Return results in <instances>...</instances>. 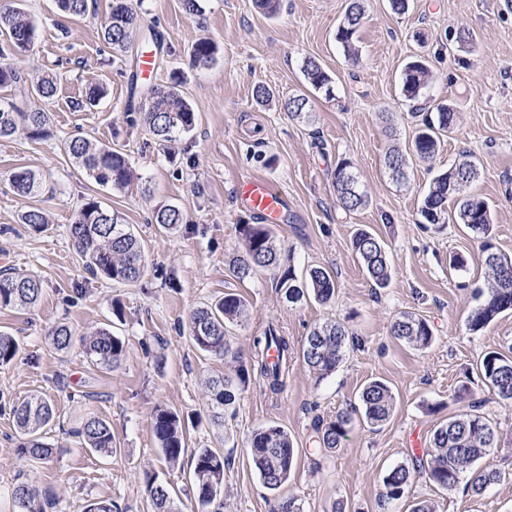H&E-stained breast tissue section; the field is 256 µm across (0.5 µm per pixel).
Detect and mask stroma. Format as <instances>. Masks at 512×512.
Wrapping results in <instances>:
<instances>
[{
	"mask_svg": "<svg viewBox=\"0 0 512 512\" xmlns=\"http://www.w3.org/2000/svg\"><path fill=\"white\" fill-rule=\"evenodd\" d=\"M144 27L161 43L150 46L151 74L140 71L136 49L115 53L101 35L112 0H93L88 15L67 17L56 0H22L36 25L32 50L4 61L32 76L52 74L57 93L49 101L18 98L25 109L49 111L54 135L34 142L0 138V258L39 277L42 296L28 309L0 308V332L14 336L16 359L0 366V512H18L12 489L24 481L46 492L53 512H83L92 500H108L118 512H147L144 478L167 484L177 512H197L191 490V459L202 448L224 451L223 512H272L283 498L296 497L303 512H410L430 500L436 512H512V404L490 399L484 409L497 432V445L479 467L500 471L482 494L465 486L444 491L424 474H414L405 497L384 496L383 478L410 465V435L429 443L449 417L465 411L457 394L476 379V364L489 351L512 347V312L498 315L482 331L467 328L474 290L488 272L481 241L456 221L443 230L422 224L420 206L432 178L464 152L480 162L474 194L493 212L492 241L512 255V0H408L404 11L390 0H366L357 56L336 40L347 0H282L279 15H264L255 0H199L187 13L183 0H130ZM466 42H459V30ZM202 37L219 48L215 61L193 66L192 45ZM316 59L333 80L332 96L311 89L303 75ZM428 61L432 79L420 100L405 97L406 63ZM177 84L193 106L196 124L175 143L151 138L130 126V102L150 88ZM103 86L92 108L76 107L86 89ZM274 98L257 103L256 86ZM307 94L309 119L284 112L281 103ZM452 104L458 119L438 154L411 161L410 179L396 185L383 157L390 146L406 148L420 101ZM82 136L122 150L142 176L139 188L118 192L97 185L65 153L66 139ZM351 160L366 208L343 211L332 176L341 159ZM26 168L50 180V191L19 197L13 172ZM270 180L291 203L287 223L275 231L290 250L295 271L321 266L333 272L336 294L328 303L288 304L270 274L238 281L229 261L240 253L239 224L258 218L235 202L241 177ZM93 197L120 211L145 251L146 276L121 284L84 272L68 233L81 200ZM172 204L185 221L179 231L160 232L155 209ZM42 210L46 230L35 232L19 216ZM376 233L387 245L391 279L377 287L351 246L356 229ZM468 259L465 270L449 265L454 254ZM232 292L249 313L228 325V356L198 352L187 336V315L201 303ZM121 315H114L113 304ZM402 312L425 319L433 330L429 347L396 340L391 327ZM333 319L353 335L335 373L317 379L302 357H294L286 388L277 394L253 382L225 412L223 425L208 417L209 382L234 374L247 362L253 336L276 325L294 349L314 326ZM68 326L75 336L106 327L120 336L126 353L119 366H94L80 344L58 351L52 328ZM386 382L395 395L389 420L371 425L354 417L336 452L309 448L319 421L358 405L370 381ZM55 409L45 441L49 460L33 463L18 452L13 405L31 395ZM193 417L184 437L181 465L170 467L151 428L156 409ZM110 423L115 449L102 455L81 447L73 431L87 415ZM288 431L298 451L290 477L267 488L248 453L252 433L266 425Z\"/></svg>",
	"mask_w": 512,
	"mask_h": 512,
	"instance_id": "stroma-1",
	"label": "stroma"
}]
</instances>
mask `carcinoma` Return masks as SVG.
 Wrapping results in <instances>:
<instances>
[{"label": "carcinoma", "instance_id": "1", "mask_svg": "<svg viewBox=\"0 0 512 512\" xmlns=\"http://www.w3.org/2000/svg\"><path fill=\"white\" fill-rule=\"evenodd\" d=\"M60 11L67 16L88 13L89 0H57ZM364 18L363 0H349L344 19L336 33L344 52L356 53L355 40ZM36 26L19 8L0 11V32L7 35L0 46V56L23 55L31 50ZM102 38L108 48L123 51L141 38L140 19L128 0H112V10L102 25ZM218 47L212 40H200L192 46L191 58L198 66H208L216 59ZM304 78L315 90L330 92L332 78L314 59L305 61ZM431 79V71L421 61L408 63L402 73L406 97L416 99ZM0 88H11L22 97L35 93L45 101L56 93V81L47 74L29 83L19 70L0 65ZM141 123L161 142H171L190 132L196 121L191 104L173 87H156L137 109ZM416 130L411 142L413 155L420 161L432 159L440 150L445 134L452 132L457 112L450 104H442L433 111L414 112ZM22 135L33 141L52 136L51 120L45 111L25 112L13 100L0 101V137ZM69 154L98 185L123 192L133 185L136 174L124 152L102 145L85 137H73L65 142ZM385 167L398 183L408 180V163L398 148H391L384 158ZM478 177V164L467 153L459 156L447 170L436 175L424 195L420 214L438 229L448 224V200H453L460 223L481 238L484 263L489 269L485 287L475 289L481 301L471 310L467 326L476 333L483 330L500 313L512 310V256L496 250L492 243L493 218L487 201L467 192ZM13 189L23 197H35L46 190L43 176L29 169H20L11 178ZM333 187L341 208L355 212L368 206V196L360 189L352 163L342 159L336 164ZM154 222L167 232L176 231L184 222L182 211L174 205H163L155 211ZM21 223L36 232L47 226L42 211L30 208L21 214ZM238 233L242 253L230 262L232 274L240 281L265 271L276 280L286 302L296 304L306 298L320 303L329 302L336 293L334 275L324 267H311L299 276L292 268H284L282 247L268 224H240ZM69 235L84 271L92 277H103L116 282L136 283L147 271L144 248L131 225L122 214L88 198L79 207ZM352 247L363 270L379 287L390 279V268L385 243L373 233L360 229ZM41 281L30 273L13 268L0 270V308H31L41 297ZM246 299L235 293L205 303L193 309L188 317V336L194 347L208 355L223 357L230 351L225 336L228 323H239L247 315ZM392 335L409 345L425 348L432 343L429 323L410 313H403L392 325ZM73 341L71 330L61 325L52 331V344L59 350L68 349ZM350 343L347 328L334 320L313 328L302 347V359L319 378L327 377L342 363ZM81 345L92 364L105 370L117 366L125 354V342L107 328H99L81 339ZM18 344L7 334H0V366L13 362ZM294 354L288 337L270 326L252 339L249 365L240 366L235 374L215 378L209 382V412L218 423L231 408L237 395L255 380L272 393L285 386L289 362ZM478 377L498 399L512 401V352L490 351L483 355ZM471 397L469 409L448 419L438 428L416 466H427L426 477L433 486L454 489L464 474L471 473L467 488L479 495L491 483L500 480L501 473L473 468L474 463L495 447L496 430L482 412L487 400L475 398L469 386H464ZM362 414L367 423L386 422L394 408V396L382 381L366 384L360 395ZM13 421L24 441L19 446L21 455L32 461H46L52 448L43 441L44 429L55 418L50 401L33 395L15 403ZM352 412L345 410L326 423L316 426L314 444L326 454L339 447L352 423ZM154 437L164 459L172 466L179 464L185 452V422L178 413L168 409L156 410L152 420ZM81 445L97 453L112 454V428L97 416H90L75 430ZM252 463L263 483L276 490L284 484L294 467L296 448L292 437L280 426L269 425L255 430L249 440ZM192 491L198 512H222L224 508V454L219 448H201L192 458ZM412 474L408 467H394L383 479L385 497L399 500L404 497ZM151 512H174L169 489L150 474L145 478ZM12 497L20 512H50L52 500L25 482L13 487Z\"/></svg>", "mask_w": 512, "mask_h": 512}]
</instances>
